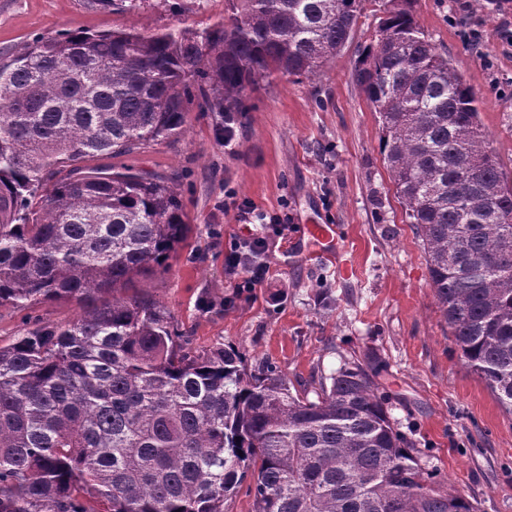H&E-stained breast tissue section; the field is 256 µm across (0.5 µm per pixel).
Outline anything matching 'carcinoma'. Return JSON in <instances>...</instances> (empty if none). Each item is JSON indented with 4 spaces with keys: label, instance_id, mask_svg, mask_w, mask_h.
<instances>
[{
    "label": "carcinoma",
    "instance_id": "obj_1",
    "mask_svg": "<svg viewBox=\"0 0 512 512\" xmlns=\"http://www.w3.org/2000/svg\"><path fill=\"white\" fill-rule=\"evenodd\" d=\"M359 2L233 0L200 34L67 31L0 65V305L83 304L0 346V512H93L90 497L106 512H224L250 471L253 512H477L418 463L379 365L341 369L312 400L276 365L194 351L164 307L117 296L168 270L181 194L172 178L75 166L183 135L195 89L206 110L237 112L275 73L319 75ZM358 81L452 342L512 414V180L476 93L403 7Z\"/></svg>",
    "mask_w": 512,
    "mask_h": 512
}]
</instances>
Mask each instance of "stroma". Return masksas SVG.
<instances>
[{"label": "stroma", "instance_id": "1", "mask_svg": "<svg viewBox=\"0 0 512 512\" xmlns=\"http://www.w3.org/2000/svg\"><path fill=\"white\" fill-rule=\"evenodd\" d=\"M391 0H360L343 51L316 77L260 81L236 113L232 143L224 116L189 105L187 133L102 167L129 166L175 178L189 226L170 270L135 277L121 295L164 305L192 348L238 350L248 370L269 359L293 388L314 391L345 364L373 358L392 419L417 459L478 512H512V415L467 369L428 281L423 244L408 223L380 151L378 115L357 71L379 37ZM229 0H145L120 11L96 0H0V63L39 36L80 30L211 29ZM436 50L477 94L481 120L512 176V0H412ZM288 218V234L267 238L261 287L235 289L224 251L264 234L244 212ZM309 224L338 226L334 256L309 238ZM351 271L341 275L337 260ZM82 306L41 301L0 306V346L36 323L64 325Z\"/></svg>", "mask_w": 512, "mask_h": 512}]
</instances>
